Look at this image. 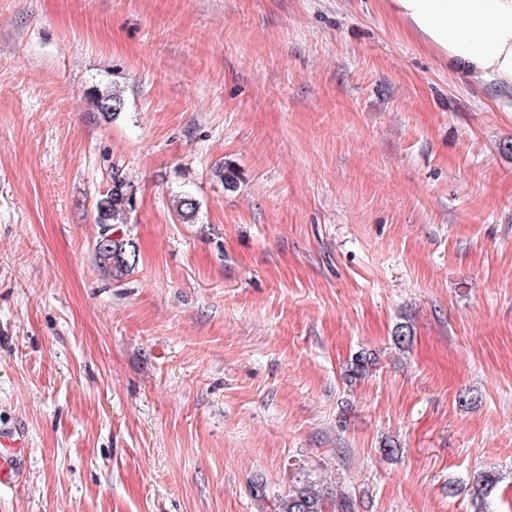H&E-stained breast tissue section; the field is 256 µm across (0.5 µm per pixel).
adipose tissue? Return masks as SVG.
Instances as JSON below:
<instances>
[{"label": "adipose tissue", "mask_w": 512, "mask_h": 512, "mask_svg": "<svg viewBox=\"0 0 512 512\" xmlns=\"http://www.w3.org/2000/svg\"><path fill=\"white\" fill-rule=\"evenodd\" d=\"M449 70L512 91V0H388Z\"/></svg>", "instance_id": "adipose-tissue-1"}]
</instances>
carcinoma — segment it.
Segmentation results:
<instances>
[{
  "mask_svg": "<svg viewBox=\"0 0 512 512\" xmlns=\"http://www.w3.org/2000/svg\"><path fill=\"white\" fill-rule=\"evenodd\" d=\"M124 106L125 99L119 88L112 86L98 91L97 107L103 115L115 116L123 111ZM129 189L124 176L116 170L112 172V188L97 204V223L101 224L102 231L95 245L94 257L103 272L115 277L130 272L139 258L135 242L124 236H116L119 225L125 223L128 212L134 209ZM175 209L178 216L189 221L197 209L196 200L189 195L180 196ZM496 481L494 474L484 473L476 477L472 492L476 512H485L484 489ZM325 499V490L307 479L278 500V512H323Z\"/></svg>",
  "mask_w": 512,
  "mask_h": 512,
  "instance_id": "obj_1",
  "label": "carcinoma"
}]
</instances>
